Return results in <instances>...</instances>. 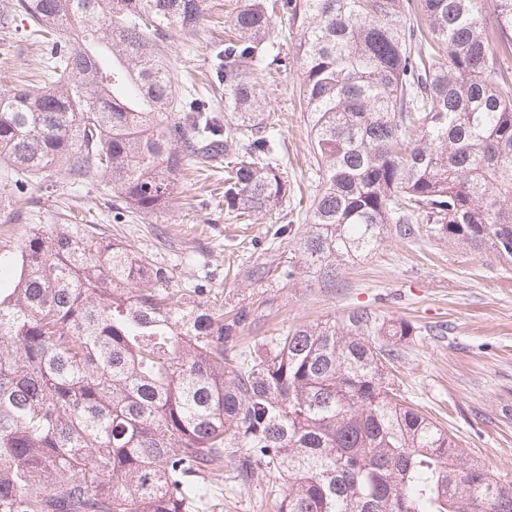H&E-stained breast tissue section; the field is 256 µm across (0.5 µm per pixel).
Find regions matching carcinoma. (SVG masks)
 I'll list each match as a JSON object with an SVG mask.
<instances>
[{
  "instance_id": "1",
  "label": "carcinoma",
  "mask_w": 512,
  "mask_h": 512,
  "mask_svg": "<svg viewBox=\"0 0 512 512\" xmlns=\"http://www.w3.org/2000/svg\"><path fill=\"white\" fill-rule=\"evenodd\" d=\"M302 69L319 189L302 263L252 267L271 288L323 279L372 254L390 228L512 260V0H280ZM267 0L224 28L220 120L195 88L176 117L159 41L194 35L206 0H12L49 48L44 85L0 91V167L21 178L103 174L112 212L154 214L188 165L224 158V211L245 222L288 198L278 144L248 71L271 53ZM0 282V512H217L212 478L266 472L278 512H512V482L399 398L392 351L361 312L245 350L202 288L91 225L34 229ZM406 320L381 325L393 345Z\"/></svg>"
}]
</instances>
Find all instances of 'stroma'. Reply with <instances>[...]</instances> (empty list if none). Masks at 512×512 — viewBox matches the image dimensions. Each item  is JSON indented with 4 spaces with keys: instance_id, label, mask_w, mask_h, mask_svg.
I'll return each instance as SVG.
<instances>
[{
    "instance_id": "35a3bbf8",
    "label": "stroma",
    "mask_w": 512,
    "mask_h": 512,
    "mask_svg": "<svg viewBox=\"0 0 512 512\" xmlns=\"http://www.w3.org/2000/svg\"><path fill=\"white\" fill-rule=\"evenodd\" d=\"M237 3L207 0L208 22L197 35L174 32L162 44L177 92L205 86L223 97L215 54ZM271 25L284 64L278 74L256 68L249 78L276 118L280 160L293 187L282 210L235 223L224 213L220 167L204 175L184 172L181 192L167 210L134 214L118 224L101 176L78 186L60 176L33 179L21 191L8 179L0 185L4 196L9 203H22L26 218L15 222L0 215V257L9 258L35 223L48 231L58 224L99 225L105 239L127 240L154 265L168 269L171 288L207 287L228 308L264 295L267 303L257 321L237 332L241 349L287 328L340 320L356 310L371 313L379 323L406 320L415 332L394 347L397 389L447 427L468 458L512 481V263L486 248L391 233L375 252L342 266L331 281L306 272L284 286L262 290L248 280L253 263L294 256L295 237L277 239L273 233L287 221L307 218L318 186L308 116L299 105L296 34L286 15L274 14ZM42 55V47L22 35L8 43L0 39V90L34 74ZM214 488L224 493V512H275L283 486L264 474L239 489L227 469L215 477Z\"/></svg>"
}]
</instances>
